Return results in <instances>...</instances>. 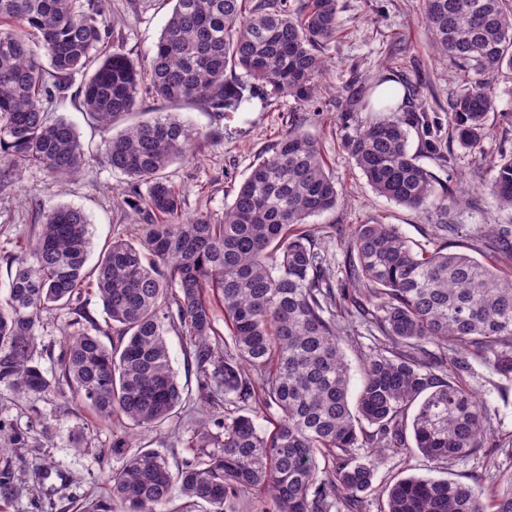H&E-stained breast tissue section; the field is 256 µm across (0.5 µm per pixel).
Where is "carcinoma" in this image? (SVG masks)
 Masks as SVG:
<instances>
[{"mask_svg":"<svg viewBox=\"0 0 512 512\" xmlns=\"http://www.w3.org/2000/svg\"><path fill=\"white\" fill-rule=\"evenodd\" d=\"M172 2L143 72L123 53L101 54L111 31L99 0H0V162L41 168L56 183L83 169L76 128L48 104L94 64L81 105L103 133L102 158L146 184V205L162 217L135 241H112L88 271L85 212L58 205L43 213L23 253L9 257L16 268L0 300V382L24 395L55 387L35 359L36 336L43 312L69 308L75 330L58 357L60 376L98 417L120 415L148 429L181 405L166 343L176 324L193 347L200 396L224 410L190 438L193 456L174 470L132 436L114 439L123 464L109 476L110 496L83 512H162L176 490L211 512H231L250 494L262 512H362L375 491L385 498L381 512H512V477L497 494L478 481L414 475L375 486L388 452L444 463L484 447L485 408L462 373L472 357L512 377V272L461 252L415 251L395 225L377 221L352 234L347 286L337 288L300 227L336 207L339 190L300 126L288 127L274 154L252 167L218 224L181 219V195L163 177L197 137L178 113L157 112L112 133L145 95L214 112H236L255 98L313 102L324 52L336 42L337 0H308L297 11L288 0ZM421 23L434 51L470 85L448 103L451 133L443 136L440 117L429 113L422 84L400 88L376 75L353 88L345 117H380L356 124L343 146L376 194L434 212L437 229L453 234L450 214L468 200L450 186L437 192L433 173L408 148L409 129L441 162L449 137L480 148L496 86L512 83V0H423ZM237 68L241 78L227 80ZM480 161L492 174L489 207L512 210V151ZM90 284L116 332L110 347L72 307ZM219 305L231 339L223 347ZM355 321L378 346L352 403L343 343ZM263 408L278 413L270 434L252 417Z\"/></svg>","mask_w":512,"mask_h":512,"instance_id":"obj_1","label":"carcinoma"}]
</instances>
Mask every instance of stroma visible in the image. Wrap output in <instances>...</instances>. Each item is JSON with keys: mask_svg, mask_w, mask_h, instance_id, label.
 <instances>
[{"mask_svg": "<svg viewBox=\"0 0 512 512\" xmlns=\"http://www.w3.org/2000/svg\"><path fill=\"white\" fill-rule=\"evenodd\" d=\"M102 18L112 31L106 52H121L148 64L154 45L171 12L170 0H104ZM422 0H338L339 32L326 52L328 69L320 93L308 106L290 98L264 105L252 101L244 112H211L196 105H174L144 97V112L178 111L198 129L186 156L169 165L164 174L179 189L182 215H205L213 222L224 218V208L254 164L270 157L279 137L294 123L301 124L319 145L326 167L340 187L336 208L312 217L309 224L318 251L334 273H341L348 242L360 224L382 221L396 225L412 246L430 249L448 246L494 268L512 270V257L489 245L488 224L512 231V211L486 214L483 207L464 204L453 213L458 233L441 240L435 215H423L378 196L343 148L351 125L342 110L352 80L393 71L426 86V101L440 118L448 116V101L464 86L449 75L447 61L431 48V36L418 18ZM84 75H76L64 98L53 105L57 114L75 124L91 160L84 171L64 186L52 185L47 173L27 167L11 179L0 178V298L5 297L13 267L7 256L19 255L42 222L43 210L59 204L81 208L89 217L93 250L101 252L108 241L135 239L143 225L158 218L146 206L132 207L134 187L128 177L98 160L102 134L82 113L79 90ZM512 112V83L500 85L496 107L490 113L481 152L450 142V165L421 155L420 162L436 177L439 186L462 184L477 188L489 179L479 164L480 154L512 149V124L501 115ZM71 316L65 310L43 313L38 328L37 353L48 377L59 374L57 358L65 336L72 333ZM172 367L184 389V402L161 425L133 430L125 419L99 420L85 406L73 403L68 386L24 395L0 383V420L26 432L21 448L0 451V471L11 474L13 490L0 494V512H76L79 505L108 496V473L122 465L111 452L115 437L136 432L138 446L164 455L170 465L191 458L188 439L200 420L213 414L199 396L197 372L189 355L190 343L180 328L166 335ZM465 380L486 408L485 426L491 446L475 455L434 464L421 454L385 455L377 480L385 483L409 475L448 478L484 484L512 477V377L496 373L489 365L473 360ZM88 435L84 450L72 446L75 432Z\"/></svg>", "mask_w": 512, "mask_h": 512, "instance_id": "1", "label": "stroma"}]
</instances>
